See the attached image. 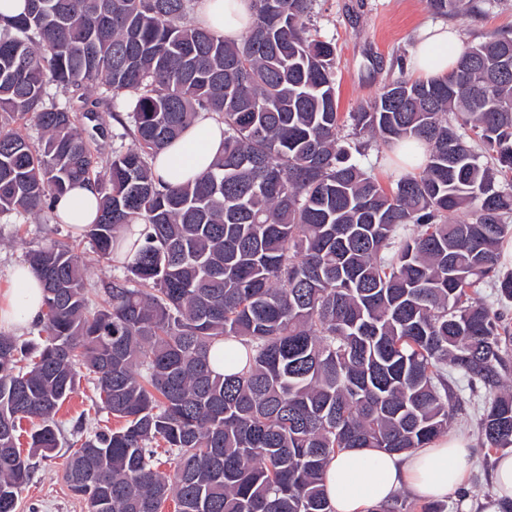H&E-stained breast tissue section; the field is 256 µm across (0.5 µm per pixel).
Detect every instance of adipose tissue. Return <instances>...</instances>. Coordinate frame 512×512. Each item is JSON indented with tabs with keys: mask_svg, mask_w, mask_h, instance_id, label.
<instances>
[{
	"mask_svg": "<svg viewBox=\"0 0 512 512\" xmlns=\"http://www.w3.org/2000/svg\"><path fill=\"white\" fill-rule=\"evenodd\" d=\"M195 21L227 40H239L251 21L249 0H198ZM459 46L456 33L434 27L413 50L414 73L423 80L445 76ZM223 147V124L200 114L181 139L157 156L153 172L168 184H179L206 171ZM97 198L95 187L74 186L59 197L56 214L74 232H82L98 216ZM9 279L0 293V329L27 327L42 311V284L25 264L15 265ZM471 462L470 442L458 434L439 436L404 454L348 448L329 462L325 492L334 512H379L403 490L424 502L444 501L465 485Z\"/></svg>",
	"mask_w": 512,
	"mask_h": 512,
	"instance_id": "obj_1",
	"label": "adipose tissue"
}]
</instances>
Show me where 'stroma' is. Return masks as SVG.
Masks as SVG:
<instances>
[{
  "label": "stroma",
  "mask_w": 512,
  "mask_h": 512,
  "mask_svg": "<svg viewBox=\"0 0 512 512\" xmlns=\"http://www.w3.org/2000/svg\"><path fill=\"white\" fill-rule=\"evenodd\" d=\"M311 22L319 36L336 44L338 110L345 114L370 103L385 82L408 75L407 63L426 27L443 22L459 33L462 44L476 43L491 32L512 30V6L497 2L472 17L443 18L429 10L427 0H314ZM52 240L77 244L92 300L102 304L103 288L116 276V269L68 225L47 224L37 217L0 219V288L28 251ZM450 377L461 408L448 431L472 440L473 463L466 486L449 496L445 510L485 512L496 497L491 477L496 454L484 446L478 432L482 402L473 397L467 378L455 371ZM95 399L93 381L85 380L63 403L57 413L61 427L57 453L37 459L35 477L21 491L16 512H87L83 498L66 481L65 462L79 446L80 431L118 425L97 409Z\"/></svg>",
  "instance_id": "35a3bbf8"
}]
</instances>
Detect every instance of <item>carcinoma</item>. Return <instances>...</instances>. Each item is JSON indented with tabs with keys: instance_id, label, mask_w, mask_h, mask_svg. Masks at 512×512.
<instances>
[{
	"instance_id": "cac0c4a2",
	"label": "carcinoma",
	"mask_w": 512,
	"mask_h": 512,
	"mask_svg": "<svg viewBox=\"0 0 512 512\" xmlns=\"http://www.w3.org/2000/svg\"><path fill=\"white\" fill-rule=\"evenodd\" d=\"M27 2L0 17V217L55 224L58 197L90 184L84 238L122 275L94 308L73 246L28 254L45 337L0 334V512L59 447L57 412L86 371L123 421L82 435L66 463L88 512H162L171 497L177 512H332L333 456L404 453L448 428L449 365L484 396L488 448H512V326L474 297L486 283L512 302V35L348 113L356 139L424 150L386 187L342 134L336 45L312 32V0H251L237 42L190 23L194 0ZM480 2L428 6L468 16ZM105 112L122 141L106 158ZM200 112L224 124L223 153L182 184L155 178ZM225 340L247 350L239 373L212 367Z\"/></svg>"
}]
</instances>
